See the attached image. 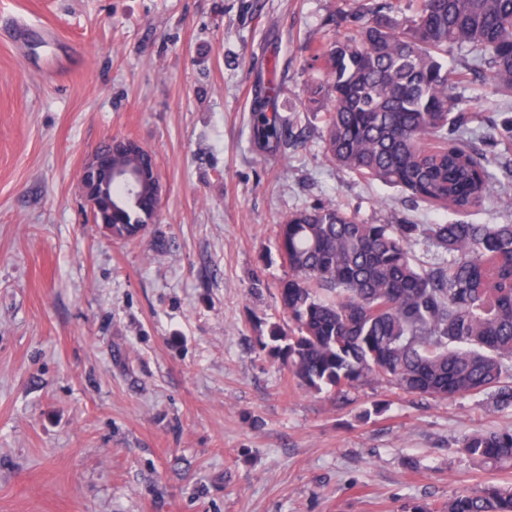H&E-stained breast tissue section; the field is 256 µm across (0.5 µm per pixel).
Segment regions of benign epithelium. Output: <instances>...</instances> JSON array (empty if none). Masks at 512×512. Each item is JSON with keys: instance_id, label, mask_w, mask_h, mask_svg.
<instances>
[{"instance_id": "benign-epithelium-1", "label": "benign epithelium", "mask_w": 512, "mask_h": 512, "mask_svg": "<svg viewBox=\"0 0 512 512\" xmlns=\"http://www.w3.org/2000/svg\"><path fill=\"white\" fill-rule=\"evenodd\" d=\"M120 155H138L143 158L140 169L136 172L112 174V157ZM128 181V186L136 187L139 183L151 181L154 183L156 197L164 194V185L157 178V165L153 153L137 140L132 138H111L103 148H97L86 158L81 175V197L90 211H95L99 205L98 186L112 177Z\"/></svg>"}]
</instances>
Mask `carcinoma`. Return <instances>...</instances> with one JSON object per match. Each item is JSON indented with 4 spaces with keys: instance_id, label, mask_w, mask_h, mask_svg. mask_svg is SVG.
Here are the masks:
<instances>
[{
    "instance_id": "cac0c4a2",
    "label": "carcinoma",
    "mask_w": 512,
    "mask_h": 512,
    "mask_svg": "<svg viewBox=\"0 0 512 512\" xmlns=\"http://www.w3.org/2000/svg\"><path fill=\"white\" fill-rule=\"evenodd\" d=\"M361 0L332 19L334 40L310 46L325 82L309 98L326 112V152L357 177L408 193L435 210L469 213L494 192L490 165L512 146V116L470 127L459 89L478 82L512 98V0ZM462 64L448 68V51ZM253 134L286 141L266 100ZM94 221L112 237H143L160 205L121 182ZM422 237L446 255L427 263ZM276 247L288 267L276 299L288 323L261 341L312 391L343 393L371 378L403 393L486 395L512 409V224H362L334 204L294 211ZM458 448L483 465L512 466V428L475 430ZM436 512H512V485L468 488Z\"/></svg>"
}]
</instances>
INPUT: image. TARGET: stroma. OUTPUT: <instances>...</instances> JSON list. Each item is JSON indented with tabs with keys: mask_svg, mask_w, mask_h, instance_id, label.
Returning <instances> with one entry per match:
<instances>
[{
	"mask_svg": "<svg viewBox=\"0 0 512 512\" xmlns=\"http://www.w3.org/2000/svg\"><path fill=\"white\" fill-rule=\"evenodd\" d=\"M354 0H0V512H410L493 480L458 452L512 425L481 399L373 379L310 392L260 351L285 321L289 212L442 217L325 155L307 47ZM288 143L253 135L258 89ZM139 141L158 220L118 242L80 195L87 155ZM467 215L512 224V172Z\"/></svg>",
	"mask_w": 512,
	"mask_h": 512,
	"instance_id": "35a3bbf8",
	"label": "stroma"
}]
</instances>
